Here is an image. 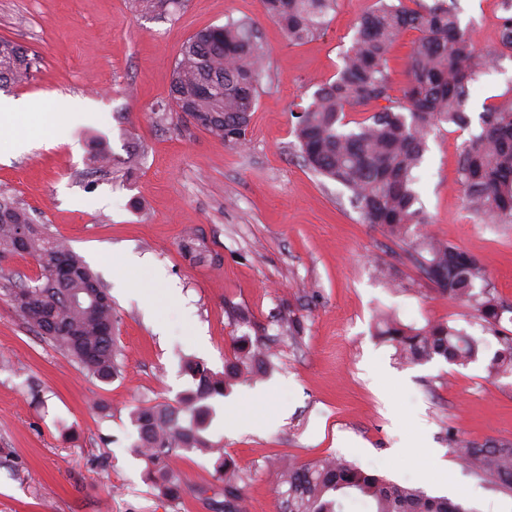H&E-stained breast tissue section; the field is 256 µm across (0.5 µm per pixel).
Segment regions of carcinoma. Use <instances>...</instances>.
<instances>
[{
	"label": "carcinoma",
	"mask_w": 512,
	"mask_h": 512,
	"mask_svg": "<svg viewBox=\"0 0 512 512\" xmlns=\"http://www.w3.org/2000/svg\"><path fill=\"white\" fill-rule=\"evenodd\" d=\"M185 0H145V7L174 14ZM266 17L288 40L302 43L320 35L336 0H261ZM500 53H512V0H503ZM416 33L406 62L401 96L392 94L389 65L394 45ZM266 48L250 19L230 20L201 30L182 44L168 97L157 111L174 110L226 144L246 139L257 102ZM37 58L27 47L0 39V88L33 77ZM470 32L461 26L457 0H377L360 19L352 46L336 79L313 94L296 114L294 136L300 157L314 173L350 193L364 222L385 229L418 272L450 300L467 303L501 348L487 363L492 376L512 375V336L501 326L511 311L491 286L483 265L463 249L424 230L416 207L415 172L429 135L443 127L467 128L469 86L486 67ZM374 107L349 128L347 112ZM480 132L460 149L457 177L466 206L484 224H512V98L489 105L479 115ZM0 255H28L40 274L36 284L8 289L21 320L71 361L103 384L119 376L118 350L112 331L117 320L112 299L97 276L68 242L34 223L28 208L0 194ZM280 320L294 337L302 331L295 313L283 309ZM378 335L391 343L407 364L441 358L467 365L479 357V345L465 330L446 322L406 325L383 313ZM270 369L262 344L248 336L232 337V356L224 371L190 360L186 372L195 388L174 402L139 406L130 413L137 437L134 453L146 463L145 479L159 495L176 500L181 484L171 460L182 452L212 456L214 474L224 486V509L242 512L245 476L221 441L208 431L214 402L231 394L246 378ZM448 447L469 471L512 492V441H465L448 434ZM278 494L289 512H342L344 502L359 499L366 512H468L462 504L432 496L411 483H397L332 455L296 463H273Z\"/></svg>",
	"instance_id": "obj_1"
}]
</instances>
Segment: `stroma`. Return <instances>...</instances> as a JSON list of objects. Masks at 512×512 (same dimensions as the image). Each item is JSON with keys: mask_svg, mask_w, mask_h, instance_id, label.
I'll list each match as a JSON object with an SVG mask.
<instances>
[{"mask_svg": "<svg viewBox=\"0 0 512 512\" xmlns=\"http://www.w3.org/2000/svg\"><path fill=\"white\" fill-rule=\"evenodd\" d=\"M376 0H337L327 28L295 44L260 0H186L166 18L135 0H0V38L40 58L25 84L4 94L56 111L74 107L51 132L24 123L35 145L0 144V191L25 203L36 223L68 240L112 298L122 365L102 384L31 330L3 294L36 277L28 256L0 264V512H210L220 489L211 461L176 462L180 499L157 495L132 450L129 415L175 401L191 385L186 359L223 370L232 339L264 341L274 368L218 402L210 428L250 481L243 512H281L267 463L328 454L429 494L432 470L448 467L454 501L512 512V492L471 474L449 435L512 440V376L483 362L441 359L406 365L375 334L386 311L404 324L447 322L480 340L491 335L463 303L440 297L396 241L364 223L348 191L309 170L292 133L297 105L343 65L360 16ZM478 52L495 62L471 85L467 129L428 138L414 189L429 230L476 257L512 303V224H483L457 183L462 144L480 127L484 104L512 96V56L500 52L502 0H458ZM250 18L267 49L245 142L227 145L190 118L157 111L183 41L197 31ZM107 142L109 172H92V140ZM193 234L197 250L183 248ZM128 264L113 262V255ZM154 289L144 310L145 289ZM301 318L291 338L282 308ZM104 400L109 417L93 407ZM256 424L229 430L237 409Z\"/></svg>", "mask_w": 512, "mask_h": 512, "instance_id": "stroma-1", "label": "stroma"}]
</instances>
